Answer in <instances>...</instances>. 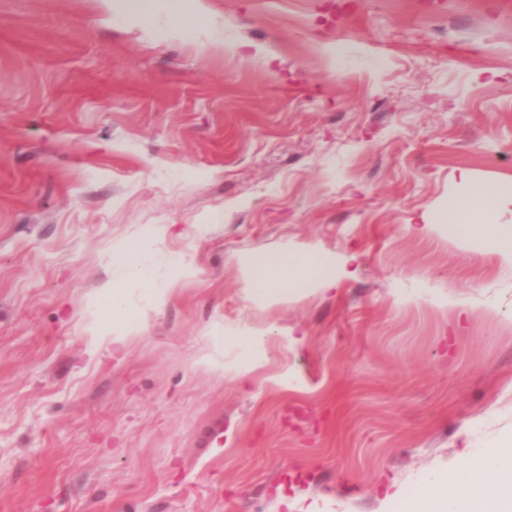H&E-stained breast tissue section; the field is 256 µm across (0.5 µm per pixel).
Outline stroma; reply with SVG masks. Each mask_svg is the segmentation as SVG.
<instances>
[{"label":"stroma","instance_id":"stroma-1","mask_svg":"<svg viewBox=\"0 0 512 512\" xmlns=\"http://www.w3.org/2000/svg\"><path fill=\"white\" fill-rule=\"evenodd\" d=\"M495 2L0 0V512H404L512 440V263L415 230L512 193ZM302 247L357 276L253 300ZM181 0H126L123 1V9L130 15L138 17L143 22H148L160 9L177 14L182 9ZM108 264H119L127 268L131 276L139 280L142 288L154 290L156 303H161L165 299L166 289L156 288V272L142 263L139 246H129L124 251L116 254L112 252Z\"/></svg>","mask_w":512,"mask_h":512}]
</instances>
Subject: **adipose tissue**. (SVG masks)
I'll use <instances>...</instances> for the list:
<instances>
[{
    "instance_id": "ef3b65f1",
    "label": "adipose tissue",
    "mask_w": 512,
    "mask_h": 512,
    "mask_svg": "<svg viewBox=\"0 0 512 512\" xmlns=\"http://www.w3.org/2000/svg\"><path fill=\"white\" fill-rule=\"evenodd\" d=\"M491 213L498 218L496 233L512 234V205L501 192L491 185H470L455 202V220L448 227L449 237L469 238L475 224ZM355 272L351 259L336 264L320 250L298 249L257 258L248 276L255 298L275 301L306 288L313 292L329 289ZM490 471L499 479L491 498L484 487V476ZM407 512H512V442L467 459L446 472L426 496L409 503Z\"/></svg>"
}]
</instances>
